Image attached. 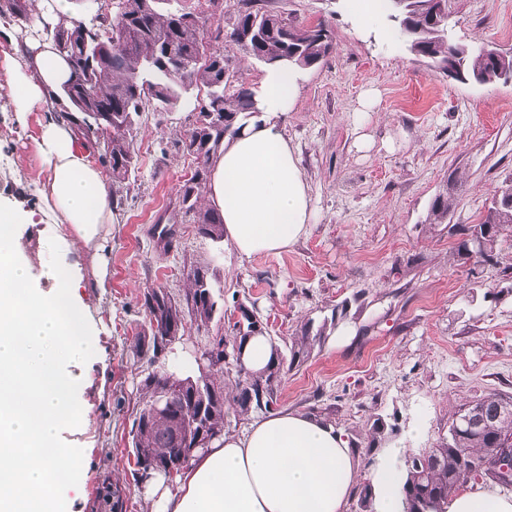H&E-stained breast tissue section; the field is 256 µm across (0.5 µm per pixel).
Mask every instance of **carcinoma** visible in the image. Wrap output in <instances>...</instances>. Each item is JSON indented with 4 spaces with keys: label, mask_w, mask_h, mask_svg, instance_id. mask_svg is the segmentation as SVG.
Listing matches in <instances>:
<instances>
[{
    "label": "carcinoma",
    "mask_w": 512,
    "mask_h": 512,
    "mask_svg": "<svg viewBox=\"0 0 512 512\" xmlns=\"http://www.w3.org/2000/svg\"><path fill=\"white\" fill-rule=\"evenodd\" d=\"M255 2L239 0L230 22L214 27L206 24L203 12L187 10L183 0H112L107 13L95 9L88 19L66 21L62 34L55 26L43 27V34L54 42L65 36L68 49L64 55L71 68L86 74L84 82L65 85L54 94L57 101L65 102L60 116L67 117L72 110L82 115L83 135L100 146L99 158L112 170L115 182L128 178L135 168L132 134L140 114L148 107L169 112L186 103L194 89L207 90L197 125L184 142L197 166L179 186L176 203L178 211L197 224L198 234L216 242L224 239L223 218L216 210L200 206L211 162L222 152L224 141L240 134L261 111L257 92L249 83L221 79V72L227 73L229 68L224 56L207 53L210 43L223 38L266 66L281 64L295 52L296 59L288 62L295 71L320 63L333 50L325 23L286 19L255 7ZM388 2L391 26L408 50L431 70L451 71V79L465 85L512 80V51L456 39L451 12L447 8L435 12V0ZM6 10L31 22L22 0H0V14ZM96 39L107 43L111 52L92 55L89 48ZM453 204L451 193L438 195L428 210L427 223H445ZM486 224L493 226L494 239L484 261L500 254L512 241V177L494 189L478 224H453L448 234L465 235ZM186 281L188 288L179 296L160 287L148 290L142 298L149 327L136 338L135 353L147 360L151 371L141 381V406L131 430L134 474L139 483L160 472L181 473L192 459L186 449L193 447L201 434L224 435L227 407L239 417L272 410L285 370L306 362L314 346L337 326L334 315L316 329L312 321L305 322L287 355L270 340L273 357L259 373L247 371L233 359L235 346H227L226 337L210 336L204 345L210 355L204 362L206 375L200 376L191 364L189 371L176 374L171 381L156 374L157 365L165 362L173 349L174 339L168 334L173 330L183 333L190 325L206 331L217 313L210 266L188 265ZM237 309L240 319L233 323V336L239 345L252 336L267 334L245 303H237ZM504 440L511 441L512 451V414L490 418L476 432L451 422L448 438L419 456L404 458L403 512H447L449 501L479 477L502 488L512 487V472L496 467ZM356 507L357 512H374L370 483L361 487Z\"/></svg>",
    "instance_id": "cac0c4a2"
}]
</instances>
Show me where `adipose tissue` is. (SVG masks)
Listing matches in <instances>:
<instances>
[{"instance_id":"ef3b65f1","label":"adipose tissue","mask_w":512,"mask_h":512,"mask_svg":"<svg viewBox=\"0 0 512 512\" xmlns=\"http://www.w3.org/2000/svg\"><path fill=\"white\" fill-rule=\"evenodd\" d=\"M70 75L50 42L31 38L0 65L6 108L16 122L43 115L33 146L44 174L36 213L0 202V512H68L57 487L75 479L70 454L56 446L61 427L82 416L77 385L63 364L84 355L93 333L73 294L72 265L51 269L56 289L47 295L31 286L17 251L22 225L37 214L97 256L115 222L105 176L75 147V120L55 115L52 95ZM297 94L293 71L266 68L259 107L267 119L225 141L212 164L207 201L224 219L225 241L247 258L288 251L313 218L295 149L269 119ZM403 459L402 451L391 450L361 475L340 430L286 410L212 442L181 475L153 480L148 493L156 512H347L365 477L375 512H403ZM448 512H512V496L467 490L449 502Z\"/></svg>"}]
</instances>
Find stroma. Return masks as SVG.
<instances>
[{"instance_id": "obj_1", "label": "stroma", "mask_w": 512, "mask_h": 512, "mask_svg": "<svg viewBox=\"0 0 512 512\" xmlns=\"http://www.w3.org/2000/svg\"><path fill=\"white\" fill-rule=\"evenodd\" d=\"M284 18L325 22L334 49L298 71V95L275 119L296 150L310 186L314 218L307 234L279 255L240 256L227 242L197 233L175 208L176 191L196 160L183 143L198 111L183 105L143 112L132 141L135 168L114 184L117 222L104 252L103 287L91 255L28 224L20 241L34 285L52 292L50 269L78 268L74 295L95 338L84 357L65 362L78 382L84 418L63 426L60 448L73 451L77 488L61 494L70 512H154L134 481L133 420L145 361L133 345L148 326L144 292L178 293L184 267L210 264L221 283L208 330L189 329L175 356L187 360L208 335L226 333L243 301L268 324L282 349L306 321L334 316L350 328L328 336L310 359L285 374L279 409L315 416L352 437L361 471L389 448L417 456L448 434L458 408L491 392L512 395V248L472 271L457 257L446 225L425 218L435 196L456 181L454 224L481 219L495 186L512 177V84L458 85L409 53L386 13L355 18L347 0H258ZM457 38L512 48V0H450ZM376 93L362 111L365 91ZM38 115L19 125L0 112V201L32 210L40 164L33 138ZM372 145L357 150L360 135ZM174 225V249L155 227ZM382 423L381 439L369 436Z\"/></svg>"}]
</instances>
